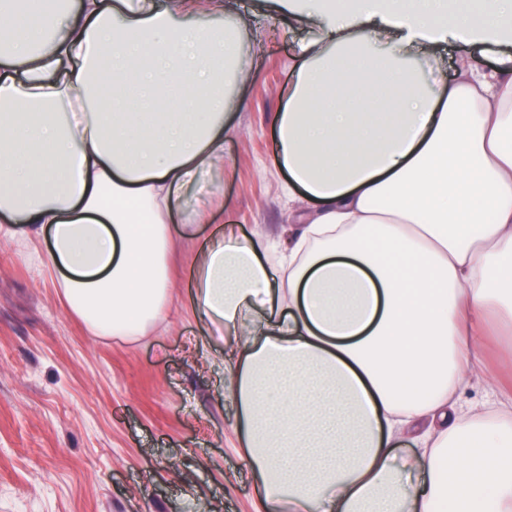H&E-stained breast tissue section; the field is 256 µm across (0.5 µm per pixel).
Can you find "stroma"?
<instances>
[{
  "instance_id": "obj_1",
  "label": "stroma",
  "mask_w": 512,
  "mask_h": 512,
  "mask_svg": "<svg viewBox=\"0 0 512 512\" xmlns=\"http://www.w3.org/2000/svg\"><path fill=\"white\" fill-rule=\"evenodd\" d=\"M241 17L281 32L244 48L252 79L224 122V164L183 204L211 203V221L173 245L146 335H92L40 265L43 241L0 237V512H261L224 397L228 342L195 307L197 274L212 225L280 242L303 206L282 187L276 115L311 31L281 27L265 0H230L224 23Z\"/></svg>"
}]
</instances>
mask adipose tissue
Masks as SVG:
<instances>
[{
  "instance_id": "1",
  "label": "adipose tissue",
  "mask_w": 512,
  "mask_h": 512,
  "mask_svg": "<svg viewBox=\"0 0 512 512\" xmlns=\"http://www.w3.org/2000/svg\"><path fill=\"white\" fill-rule=\"evenodd\" d=\"M276 118L291 217L278 260L212 231L196 306L237 333L224 395L268 512H512V0H327ZM224 0H0V231L99 336L144 335L171 282L170 221L224 158L246 88ZM452 85L423 65L448 40ZM481 385L486 400L461 410ZM418 448L394 463L404 440ZM423 473L411 483L407 472ZM436 56L439 58V72L434 69V76H438L444 80L448 85H451L455 80L456 63L462 54H472V63L480 67V65H487L488 67L493 64V55L491 53H482L479 49L469 47L464 43H455L436 48Z\"/></svg>"
}]
</instances>
